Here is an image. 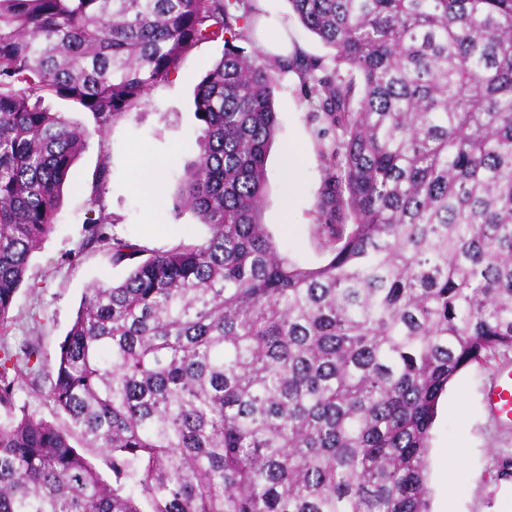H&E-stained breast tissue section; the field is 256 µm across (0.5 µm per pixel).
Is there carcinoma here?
<instances>
[{
  "mask_svg": "<svg viewBox=\"0 0 512 512\" xmlns=\"http://www.w3.org/2000/svg\"><path fill=\"white\" fill-rule=\"evenodd\" d=\"M255 2L0 0L1 337L88 137L43 95L101 129L224 39L175 196L208 236L112 241L128 275L86 289L59 346L68 424L15 402L38 349H0V512H429L442 395L512 352V0H288L333 69L245 54ZM290 66L336 131L314 267L261 220Z\"/></svg>",
  "mask_w": 512,
  "mask_h": 512,
  "instance_id": "cac0c4a2",
  "label": "carcinoma"
}]
</instances>
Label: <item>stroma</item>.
Segmentation results:
<instances>
[{
  "mask_svg": "<svg viewBox=\"0 0 512 512\" xmlns=\"http://www.w3.org/2000/svg\"><path fill=\"white\" fill-rule=\"evenodd\" d=\"M263 7L262 29L246 43V52H266L268 38L283 36L289 55L332 61L333 49L297 20L287 0H265ZM223 53L220 39L189 47L168 77L149 89L145 105L102 129L92 114L71 101L53 96L44 101L51 111L65 113L90 132L64 187L56 228L29 261L10 312L12 330L5 338L15 352L28 344L39 348L40 371L33 383L17 389L16 401L47 420L66 421L46 393L59 345L82 294L95 282H120L130 270L129 263L113 264L110 239L127 241L149 253L195 242L207 234L206 226L190 211H175L174 197L204 128L194 114V89ZM313 107L299 94L296 74L279 72L274 92L279 127L266 163L262 222L292 257L307 265L325 257L315 233L322 139L321 125L312 119ZM288 145L301 149L306 157L303 192L289 206L284 203L281 173V151ZM142 150L160 163L166 181L163 197H149L143 190L138 163ZM103 157L110 161L111 175L102 183L96 181L95 170ZM95 219L101 220L106 241L90 240L88 225ZM500 367L496 360L465 368L449 383L438 404L426 470L430 512H512V480L497 477L499 461L512 456V428L495 423L483 400L485 385Z\"/></svg>",
  "mask_w": 512,
  "mask_h": 512,
  "instance_id": "35a3bbf8",
  "label": "stroma"
}]
</instances>
